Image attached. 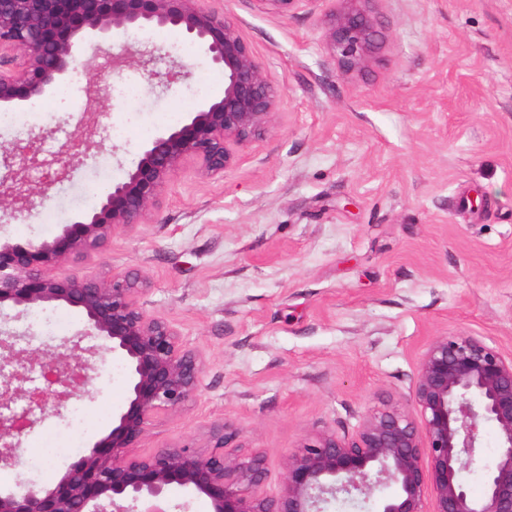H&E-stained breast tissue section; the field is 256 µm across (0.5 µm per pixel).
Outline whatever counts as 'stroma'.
I'll return each instance as SVG.
<instances>
[{"label": "stroma", "instance_id": "stroma-1", "mask_svg": "<svg viewBox=\"0 0 512 512\" xmlns=\"http://www.w3.org/2000/svg\"><path fill=\"white\" fill-rule=\"evenodd\" d=\"M214 4L278 93L272 123L223 176L180 170L150 220L115 230L86 267L144 278L143 310L205 359L197 400L158 415L139 454L202 440L222 422L243 432L239 457L264 456L274 496L289 450L326 430L354 435L370 410L408 396L433 337L476 336L512 353V0H368L377 45L348 73L326 45L332 0L284 14L257 0ZM114 42L158 47L159 70L176 62L188 74L170 89L137 67L108 76L116 109L97 148L30 216L0 218L1 241L54 237L91 210V188L125 177L198 74L209 98L223 93V71L200 47L184 54L177 32L132 28ZM89 79L71 74L68 106L0 128V145L60 126L59 143L79 139ZM128 84L136 97H124ZM46 317L63 318L66 336L81 328L65 306L19 319L7 305L0 328L41 336ZM92 376L80 402L96 421L79 450L128 398L119 359L96 362ZM78 452L7 468L0 488L54 483Z\"/></svg>", "mask_w": 512, "mask_h": 512}]
</instances>
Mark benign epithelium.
<instances>
[{"mask_svg": "<svg viewBox=\"0 0 512 512\" xmlns=\"http://www.w3.org/2000/svg\"><path fill=\"white\" fill-rule=\"evenodd\" d=\"M204 0H0V109L19 108L55 91L92 59L97 43L112 72L140 67L148 83L166 88L186 76L183 65L154 69L155 50H113L114 35L131 27L168 28L187 37L224 71L222 97L201 102L178 126L148 142L126 177L97 206L51 239L0 242V304L23 309L65 305L84 329L43 348L25 335L0 330V465L19 464L24 437L87 393L89 359L110 354L124 362L128 402L111 430L74 461L52 486L29 482L0 488V512H138L164 502L172 484L206 497L212 512H324L340 497L374 496L375 512H512V356L475 336H436L424 350L409 395L370 411L352 437L324 431L283 459L279 495L263 491L265 460L241 461V431L216 423L201 445L184 442L135 456L155 415L178 413L198 396L204 358L186 348L168 322L139 304L141 281L84 269L115 230L140 224L158 207L181 166L191 161L204 178L224 176L237 148L262 135L276 112L277 93L235 25ZM327 15L325 38L343 70L364 65L376 43L365 0H339ZM93 108L81 118L84 138L56 151L46 132L0 157L16 176L0 178V213L14 217L45 198L40 179L62 181L79 149L94 146L96 117L114 111L107 82L85 87ZM70 265L75 271L59 276ZM86 337L101 341L85 348ZM497 432V459L481 496L470 495L461 473L482 448L483 426ZM432 508H427V504Z\"/></svg>", "mask_w": 512, "mask_h": 512, "instance_id": "benign-epithelium-1", "label": "benign epithelium"}]
</instances>
